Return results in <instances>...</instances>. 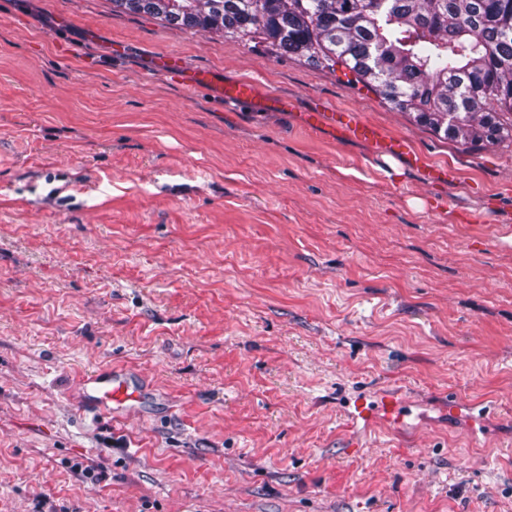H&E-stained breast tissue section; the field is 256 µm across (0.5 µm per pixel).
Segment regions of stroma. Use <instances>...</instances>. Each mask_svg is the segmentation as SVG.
Instances as JSON below:
<instances>
[{
	"label": "stroma",
	"mask_w": 512,
	"mask_h": 512,
	"mask_svg": "<svg viewBox=\"0 0 512 512\" xmlns=\"http://www.w3.org/2000/svg\"><path fill=\"white\" fill-rule=\"evenodd\" d=\"M319 103L424 168L303 126ZM116 366L137 416L82 403ZM387 394L403 425L351 427ZM0 512H512V142L259 37L0 0ZM221 95L226 100L245 104L252 103L256 99L254 84L249 80L225 82Z\"/></svg>",
	"instance_id": "35a3bbf8"
}]
</instances>
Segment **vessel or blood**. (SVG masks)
Segmentation results:
<instances>
[{
    "label": "vessel or blood",
    "instance_id": "1",
    "mask_svg": "<svg viewBox=\"0 0 512 512\" xmlns=\"http://www.w3.org/2000/svg\"><path fill=\"white\" fill-rule=\"evenodd\" d=\"M222 96L227 100L248 104L255 100L256 91L251 81L238 80L225 83ZM304 118L310 125H326L346 138L371 145L379 144L385 138L380 127L360 120L356 113L350 110L323 106L305 113ZM141 399L140 390L131 385L129 375L123 368L95 371L83 380L84 403L103 415L116 417L132 413ZM403 416L401 403L386 395L377 402L357 401L351 418L363 421L365 426L369 427L380 418L395 421Z\"/></svg>",
    "mask_w": 512,
    "mask_h": 512
}]
</instances>
